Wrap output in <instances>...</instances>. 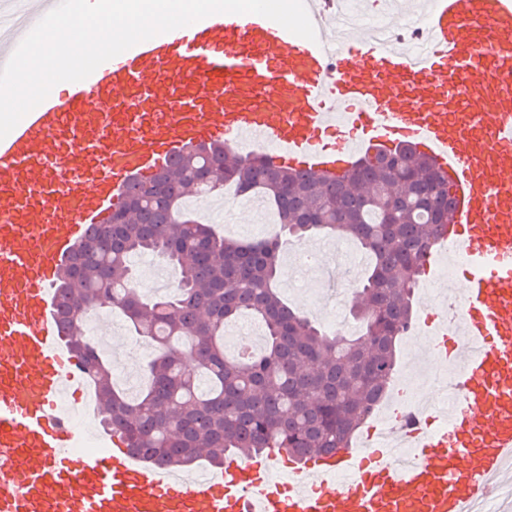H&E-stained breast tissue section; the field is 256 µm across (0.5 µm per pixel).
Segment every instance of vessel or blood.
Instances as JSON below:
<instances>
[{"instance_id":"1","label":"vessel or blood","mask_w":512,"mask_h":512,"mask_svg":"<svg viewBox=\"0 0 512 512\" xmlns=\"http://www.w3.org/2000/svg\"><path fill=\"white\" fill-rule=\"evenodd\" d=\"M317 38L214 14L50 93L0 140V512H465L512 475V0H421L423 47L338 41V0H305ZM258 137L291 169L333 172L410 143L451 186L463 288L414 334L453 366L454 403L395 412L318 457L224 458L185 474L117 438L83 451L85 373L57 279L135 178L191 142Z\"/></svg>"}]
</instances>
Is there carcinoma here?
Segmentation results:
<instances>
[{
  "label": "carcinoma",
  "mask_w": 512,
  "mask_h": 512,
  "mask_svg": "<svg viewBox=\"0 0 512 512\" xmlns=\"http://www.w3.org/2000/svg\"><path fill=\"white\" fill-rule=\"evenodd\" d=\"M226 186L266 198L280 234L227 238L185 208ZM450 220L448 180L410 146L335 175L297 172L267 154L236 158L222 142L187 146L171 168L134 182L60 273L59 311L101 424L140 458L171 467L219 464L230 452L349 447L388 397L415 289ZM281 234L346 238L368 254L352 312L358 332L327 329L283 299ZM144 253L179 270L175 288H137L132 259ZM102 296L153 347L134 399L116 384L112 357L84 334ZM243 313L264 325V348L230 355L224 326Z\"/></svg>",
  "instance_id": "cac0c4a2"
}]
</instances>
